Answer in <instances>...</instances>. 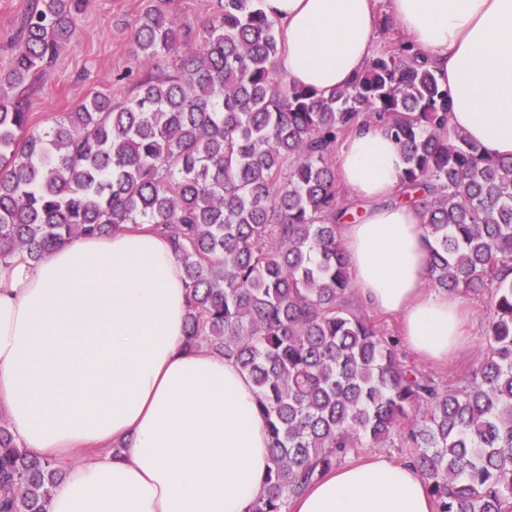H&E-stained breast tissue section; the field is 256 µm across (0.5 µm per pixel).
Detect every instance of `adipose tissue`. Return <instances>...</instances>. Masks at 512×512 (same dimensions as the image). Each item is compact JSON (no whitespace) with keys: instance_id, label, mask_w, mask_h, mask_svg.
<instances>
[{"instance_id":"obj_1","label":"adipose tissue","mask_w":512,"mask_h":512,"mask_svg":"<svg viewBox=\"0 0 512 512\" xmlns=\"http://www.w3.org/2000/svg\"><path fill=\"white\" fill-rule=\"evenodd\" d=\"M277 67L320 92L349 85L378 52L377 0H263ZM394 26L451 92L450 126L512 157V0H387ZM360 219L342 225L358 299L400 317L406 346L447 360L467 339L462 300L428 289L430 238L397 203L404 159L380 129L336 153ZM189 290L151 225L82 236L36 266L0 267V408L21 447L87 457L48 512H247L265 488L267 428L249 376L187 345ZM290 512H435L410 461L379 453L336 467Z\"/></svg>"}]
</instances>
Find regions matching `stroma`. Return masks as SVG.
<instances>
[{"label": "stroma", "instance_id": "stroma-1", "mask_svg": "<svg viewBox=\"0 0 512 512\" xmlns=\"http://www.w3.org/2000/svg\"><path fill=\"white\" fill-rule=\"evenodd\" d=\"M157 0H91L80 22V33L66 44L55 63L35 80L27 96L30 123L45 129L61 115L86 99L106 95L122 101L135 95L134 80H120L121 72L132 67L133 23ZM31 0H0V73L7 72L14 51L13 37ZM468 311V345L445 363L418 361L405 352L408 363L419 364L444 387L460 388L477 366V351L493 315L489 295L464 294Z\"/></svg>", "mask_w": 512, "mask_h": 512}]
</instances>
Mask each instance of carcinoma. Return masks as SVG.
Wrapping results in <instances>:
<instances>
[{"label": "carcinoma", "instance_id": "1", "mask_svg": "<svg viewBox=\"0 0 512 512\" xmlns=\"http://www.w3.org/2000/svg\"><path fill=\"white\" fill-rule=\"evenodd\" d=\"M89 0H34L0 76V266L61 243L152 224L189 284L186 342L219 352L256 388L271 466L248 512L288 500L353 448L401 438L436 512L512 504V158L448 123L450 92L405 40L325 95L277 69L262 0H216L199 31L160 8L133 30L137 94L94 96L47 129L26 96L77 33ZM377 126L406 161L398 202L417 206L430 286L487 291L488 350L462 389H440L347 306L338 236L348 208L333 154ZM61 470L0 428V512H47Z\"/></svg>", "mask_w": 512, "mask_h": 512}]
</instances>
